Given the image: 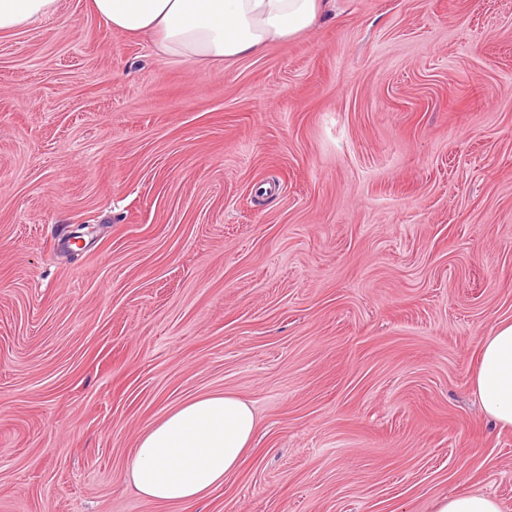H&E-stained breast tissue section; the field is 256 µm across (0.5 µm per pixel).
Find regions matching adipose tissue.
I'll return each mask as SVG.
<instances>
[{"instance_id": "adipose-tissue-1", "label": "adipose tissue", "mask_w": 512, "mask_h": 512, "mask_svg": "<svg viewBox=\"0 0 512 512\" xmlns=\"http://www.w3.org/2000/svg\"><path fill=\"white\" fill-rule=\"evenodd\" d=\"M327 0H90L111 31L155 40L161 52L198 64L261 53L310 28ZM58 0H0V34L51 17ZM471 384L482 410L512 429V321L483 340ZM259 424L252 406L225 392L184 400L147 428L126 472L139 496L191 506L241 466Z\"/></svg>"}]
</instances>
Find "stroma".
<instances>
[{
  "mask_svg": "<svg viewBox=\"0 0 512 512\" xmlns=\"http://www.w3.org/2000/svg\"><path fill=\"white\" fill-rule=\"evenodd\" d=\"M512 320V0H330L203 66L60 0L0 34V512H512L471 373ZM259 429L189 508L139 434ZM258 427L252 406L236 395L188 398L140 436L127 475L147 501L194 505L240 468ZM435 512H502L500 504L491 497L474 491H464L437 501Z\"/></svg>",
  "mask_w": 512,
  "mask_h": 512,
  "instance_id": "stroma-1",
  "label": "stroma"
}]
</instances>
